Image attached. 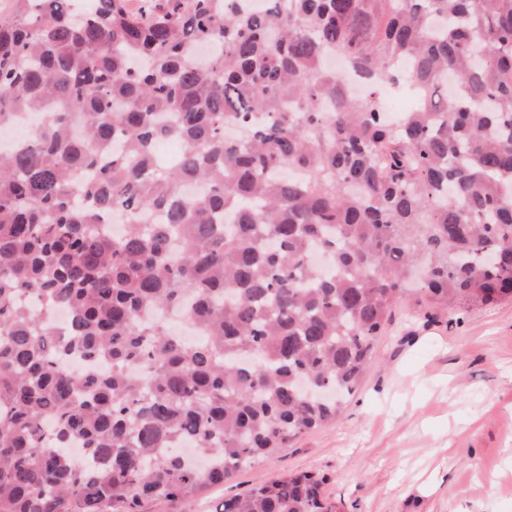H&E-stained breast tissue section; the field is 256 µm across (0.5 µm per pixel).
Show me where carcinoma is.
<instances>
[{"instance_id": "cac0c4a2", "label": "carcinoma", "mask_w": 512, "mask_h": 512, "mask_svg": "<svg viewBox=\"0 0 512 512\" xmlns=\"http://www.w3.org/2000/svg\"><path fill=\"white\" fill-rule=\"evenodd\" d=\"M15 3L0 129L41 121L0 148V512L192 498L335 420L404 296L512 298V0ZM321 486L216 512H340Z\"/></svg>"}]
</instances>
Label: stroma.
I'll use <instances>...</instances> for the list:
<instances>
[{
	"mask_svg": "<svg viewBox=\"0 0 512 512\" xmlns=\"http://www.w3.org/2000/svg\"><path fill=\"white\" fill-rule=\"evenodd\" d=\"M300 470L342 512H512V301L436 313L406 297L336 421L151 512H214Z\"/></svg>",
	"mask_w": 512,
	"mask_h": 512,
	"instance_id": "stroma-1",
	"label": "stroma"
}]
</instances>
